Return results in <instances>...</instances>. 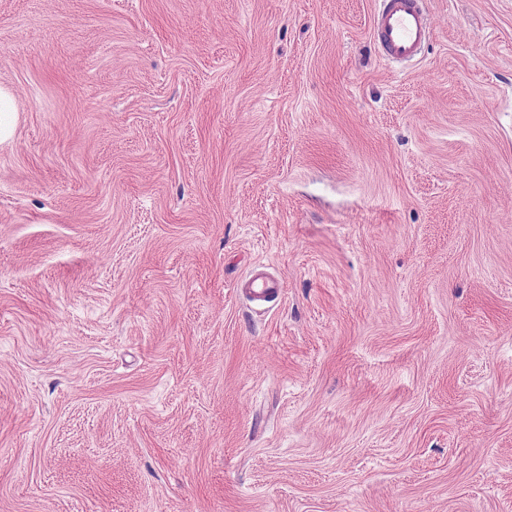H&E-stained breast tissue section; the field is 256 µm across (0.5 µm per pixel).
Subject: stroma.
Segmentation results:
<instances>
[{
    "mask_svg": "<svg viewBox=\"0 0 512 512\" xmlns=\"http://www.w3.org/2000/svg\"><path fill=\"white\" fill-rule=\"evenodd\" d=\"M376 6L0 0V512H512V0ZM374 15L371 39L387 62L417 59L430 35L423 0H380ZM19 123V107L11 88L0 85V146L15 140Z\"/></svg>",
    "mask_w": 512,
    "mask_h": 512,
    "instance_id": "1",
    "label": "stroma"
}]
</instances>
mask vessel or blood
Instances as JSON below:
<instances>
[{
	"label": "vessel or blood",
	"mask_w": 512,
	"mask_h": 512,
	"mask_svg": "<svg viewBox=\"0 0 512 512\" xmlns=\"http://www.w3.org/2000/svg\"><path fill=\"white\" fill-rule=\"evenodd\" d=\"M429 35L424 0H380L371 39L384 60L405 63L417 59Z\"/></svg>",
	"instance_id": "vessel-or-blood-1"
}]
</instances>
